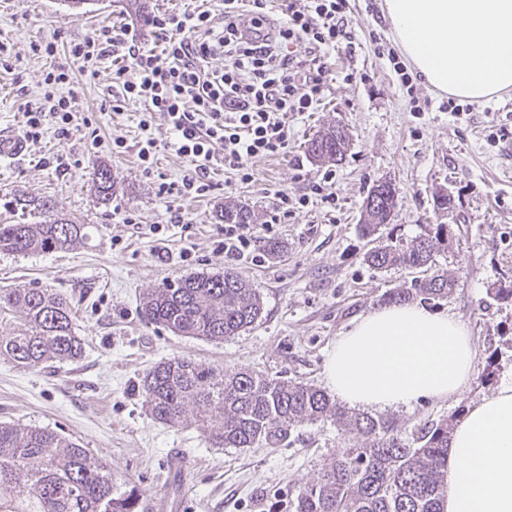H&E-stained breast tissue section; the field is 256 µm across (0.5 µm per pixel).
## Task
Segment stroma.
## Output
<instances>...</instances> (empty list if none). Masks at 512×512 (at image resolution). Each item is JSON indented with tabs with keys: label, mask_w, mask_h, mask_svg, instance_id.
<instances>
[{
	"label": "stroma",
	"mask_w": 512,
	"mask_h": 512,
	"mask_svg": "<svg viewBox=\"0 0 512 512\" xmlns=\"http://www.w3.org/2000/svg\"><path fill=\"white\" fill-rule=\"evenodd\" d=\"M195 0H147L142 12L126 0H91L73 9L67 0H0V131L22 132L28 105L40 103L48 71L64 62L73 42L109 27L128 30L152 45L150 18L195 7ZM351 47L327 59L324 96L314 111L292 116L288 146L255 159L254 179L240 181L218 169L205 196L180 201L160 195L161 183L178 182L191 169L167 147V122L154 115L156 162L143 169L135 145L139 109L123 101L112 79V60L93 72L75 71L55 87L69 97L77 124L61 135L47 124L41 141L19 161L0 163V199L15 193L53 199L61 213L88 227L87 241L53 253H0V288H50L65 296L84 341L81 356L52 368L23 369L0 361V421L50 429L78 442L107 466L122 491H134L137 512L166 504L167 512H273L298 486L317 480L341 448L356 443L332 420L291 428L280 444L215 448L187 412L164 424L150 415L140 383L161 360L187 356L219 369H247L291 383L324 388L326 354L337 336L381 306L387 291L418 277L415 269L368 266L371 244L360 230L362 203L376 181L397 189L396 209L383 238L407 242L429 225H448L447 249L433 270L455 278L448 298L430 302L467 326L476 353L475 373L460 393L424 398L390 411L404 433L428 420L451 416L493 395L512 379V302L493 288L512 284V90L483 103L448 109L446 95L414 71L395 72L400 51L384 15L383 0H348ZM51 42L54 56L34 54ZM345 126L351 147L341 163L314 164L305 143L322 127ZM128 148L117 154L114 137ZM118 178L110 201L92 183L98 164ZM335 193L321 203L316 183ZM448 193L450 208L434 207ZM308 195L310 202L279 224L268 214L279 194ZM251 209L242 259L219 248L224 226L215 212L227 203ZM284 246L269 256L267 241ZM235 270L259 288L264 302L252 326L224 342L179 336L147 323L143 296L163 282L191 274ZM187 460L169 473L172 453Z\"/></svg>",
	"instance_id": "obj_1"
}]
</instances>
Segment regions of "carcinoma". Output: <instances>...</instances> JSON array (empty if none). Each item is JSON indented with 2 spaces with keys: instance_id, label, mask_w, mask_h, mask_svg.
<instances>
[{
  "instance_id": "cac0c4a2",
  "label": "carcinoma",
  "mask_w": 512,
  "mask_h": 512,
  "mask_svg": "<svg viewBox=\"0 0 512 512\" xmlns=\"http://www.w3.org/2000/svg\"><path fill=\"white\" fill-rule=\"evenodd\" d=\"M350 135L332 125L312 138L307 153L318 164L343 160ZM93 184L104 201L112 199L116 176L106 164L94 171ZM395 197L373 186L362 204L360 228L379 233ZM3 207L19 212L20 221L0 224V252L26 254L67 250L88 239L87 226L75 224L44 198L15 196ZM221 224H249L251 211L226 204L216 212ZM448 247V229L408 243L368 250L363 260L376 269L428 267ZM455 280L436 273L410 286L394 288L382 305L427 303L448 297ZM258 288L234 271L193 275L166 282L143 299L142 317L181 336L229 340L261 317ZM13 317L0 336V360L26 369L47 368L80 357L70 304L50 289L0 291V314ZM145 403L153 418L177 423L187 410L217 448L276 444L298 424L331 418L347 434L362 438L336 455L317 481L297 488L285 512H442L448 489V444L458 414L427 421L402 436L387 417L351 411L324 391L306 384L265 377L249 370H219L192 358L177 357L154 366L142 380ZM137 498L120 493L107 467L78 443L46 428L0 423V512H136Z\"/></svg>"
}]
</instances>
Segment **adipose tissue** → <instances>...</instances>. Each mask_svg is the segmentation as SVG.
<instances>
[{
    "instance_id": "obj_1",
    "label": "adipose tissue",
    "mask_w": 512,
    "mask_h": 512,
    "mask_svg": "<svg viewBox=\"0 0 512 512\" xmlns=\"http://www.w3.org/2000/svg\"><path fill=\"white\" fill-rule=\"evenodd\" d=\"M384 9L406 61L440 93L480 102L512 88V0H384ZM473 375L465 324L414 304L361 317L326 363L330 391L358 410L450 397ZM444 512H512V380L456 426Z\"/></svg>"
}]
</instances>
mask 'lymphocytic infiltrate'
<instances>
[{"label":"lymphocytic infiltrate","instance_id":"obj_1","mask_svg":"<svg viewBox=\"0 0 512 512\" xmlns=\"http://www.w3.org/2000/svg\"><path fill=\"white\" fill-rule=\"evenodd\" d=\"M347 0H287L272 21L268 0H224V24L210 11L161 12L151 25L156 44L145 47L127 32L105 28L71 43L68 63L47 72L44 82H72L73 65L111 56L123 100L141 108V129L154 114L167 121L172 145L193 169L181 182L165 183L164 194L181 198L208 188L212 166L251 180L253 159L288 145V116L312 111L326 86V58L350 41ZM25 138L37 142L47 123L68 132L75 120L67 97L25 114ZM222 144L214 156L213 144Z\"/></svg>","mask_w":512,"mask_h":512}]
</instances>
